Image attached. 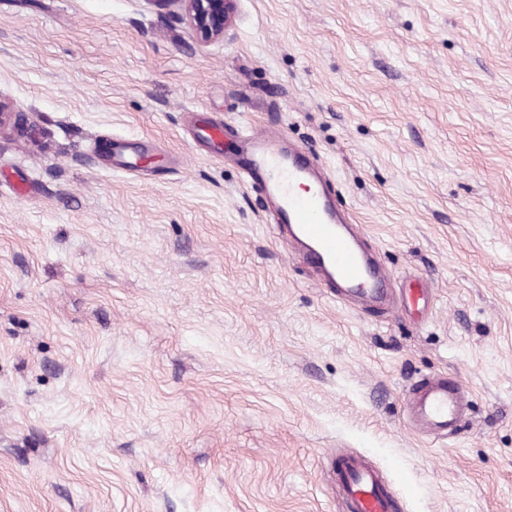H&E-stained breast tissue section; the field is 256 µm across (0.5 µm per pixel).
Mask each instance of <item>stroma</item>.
<instances>
[{
	"instance_id": "obj_1",
	"label": "stroma",
	"mask_w": 512,
	"mask_h": 512,
	"mask_svg": "<svg viewBox=\"0 0 512 512\" xmlns=\"http://www.w3.org/2000/svg\"><path fill=\"white\" fill-rule=\"evenodd\" d=\"M0 101V512H347L345 454L400 512H512V0H235L210 43L156 0H0ZM197 115L328 171L391 301L327 287ZM434 375L446 438L406 421ZM92 151L97 157L111 155L112 170L128 174L140 172L141 163L148 156V150L142 144L127 143L115 147L112 140L95 142ZM467 405V393L459 383H449L441 376L428 378L411 402V424L416 429L447 437L448 430H456L462 422Z\"/></svg>"
}]
</instances>
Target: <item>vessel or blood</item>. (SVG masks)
<instances>
[{"label": "vessel or blood", "mask_w": 512, "mask_h": 512, "mask_svg": "<svg viewBox=\"0 0 512 512\" xmlns=\"http://www.w3.org/2000/svg\"><path fill=\"white\" fill-rule=\"evenodd\" d=\"M249 144L240 161L247 186L260 188L273 206L275 223L288 230L289 245H302L307 258L321 271L328 286L358 293L365 302H378L385 295L386 275L370 264L347 234L333 204L318 185L316 168L303 149H284L281 139L268 132L244 133ZM96 156L110 157L114 171L140 172L147 150L140 144L114 145L95 142ZM307 186L299 195L295 186ZM468 405L460 384L437 376L423 382L410 406L411 424L438 436L457 429ZM336 479L344 492L348 512H396V502L387 492L381 474L361 457L344 455L336 460Z\"/></svg>", "instance_id": "1"}]
</instances>
